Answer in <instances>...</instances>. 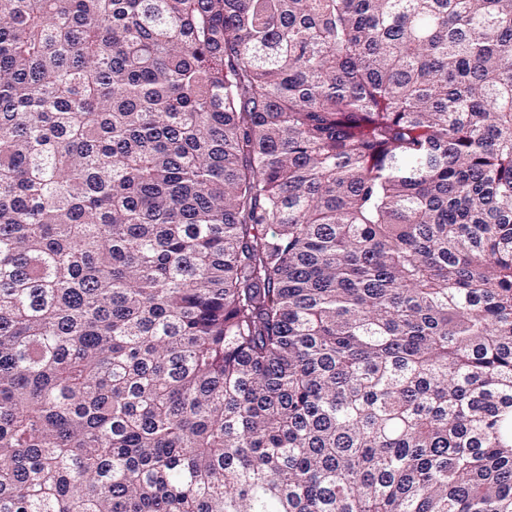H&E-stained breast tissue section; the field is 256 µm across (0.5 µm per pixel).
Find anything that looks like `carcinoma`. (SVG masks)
Wrapping results in <instances>:
<instances>
[{
  "mask_svg": "<svg viewBox=\"0 0 512 512\" xmlns=\"http://www.w3.org/2000/svg\"><path fill=\"white\" fill-rule=\"evenodd\" d=\"M0 512H512V0H0Z\"/></svg>",
  "mask_w": 512,
  "mask_h": 512,
  "instance_id": "obj_1",
  "label": "carcinoma"
}]
</instances>
